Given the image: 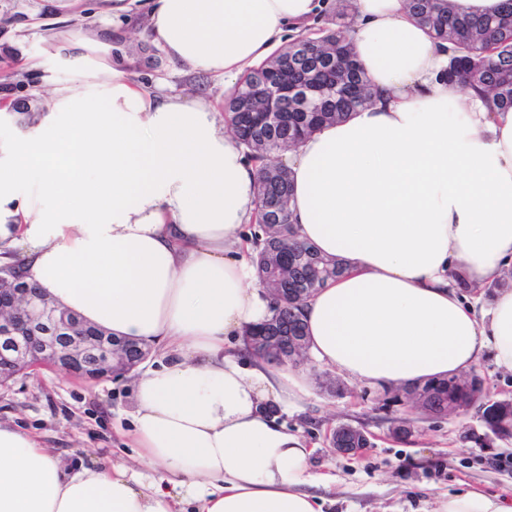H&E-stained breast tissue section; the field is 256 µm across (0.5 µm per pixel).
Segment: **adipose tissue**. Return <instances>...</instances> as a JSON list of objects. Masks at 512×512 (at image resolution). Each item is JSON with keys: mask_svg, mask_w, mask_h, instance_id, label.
<instances>
[{"mask_svg": "<svg viewBox=\"0 0 512 512\" xmlns=\"http://www.w3.org/2000/svg\"><path fill=\"white\" fill-rule=\"evenodd\" d=\"M352 51L378 96L289 151L296 239L342 259L306 302L316 367L410 387L471 371L485 352L512 372V111L445 78L448 45L406 0H353ZM324 0H153L148 31L173 62L234 85ZM77 78L22 137L0 142V267L114 336L167 353L133 383L127 466L77 470L0 425V512H321L310 448L262 406L288 407L305 376L245 356L271 316L246 227L256 170L215 103L157 94L92 36L57 35ZM488 302L485 315L477 306ZM181 496H174L172 487ZM435 512H512L467 491Z\"/></svg>", "mask_w": 512, "mask_h": 512, "instance_id": "adipose-tissue-1", "label": "adipose tissue"}]
</instances>
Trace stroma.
<instances>
[{
  "label": "stroma",
  "instance_id": "stroma-1",
  "mask_svg": "<svg viewBox=\"0 0 512 512\" xmlns=\"http://www.w3.org/2000/svg\"><path fill=\"white\" fill-rule=\"evenodd\" d=\"M149 7L150 0H125L119 12L112 0H0V106L26 101L45 109L56 86L74 84L47 42L56 31L118 36L138 82L223 101V79L172 63L151 43L144 27ZM297 371L307 376L309 393L278 411L277 420L313 447V473L334 476L329 487L311 489L323 497V512H435L439 499L466 491L512 499V440L486 448L470 441L480 428L475 410L435 418L393 402V388L310 363ZM132 381L129 373L89 381L38 368L0 385V423L34 435L67 463L130 462ZM401 423L410 432L394 437ZM341 424L364 429L370 448L336 453L331 433Z\"/></svg>",
  "mask_w": 512,
  "mask_h": 512
}]
</instances>
